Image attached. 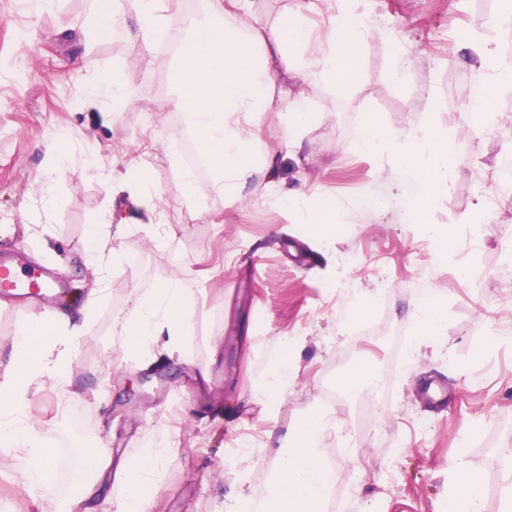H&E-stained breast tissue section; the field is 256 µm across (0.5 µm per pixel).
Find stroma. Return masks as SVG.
<instances>
[{
  "instance_id": "35a3bbf8",
  "label": "stroma",
  "mask_w": 512,
  "mask_h": 512,
  "mask_svg": "<svg viewBox=\"0 0 512 512\" xmlns=\"http://www.w3.org/2000/svg\"><path fill=\"white\" fill-rule=\"evenodd\" d=\"M500 7V0H354L353 10L373 30L362 50L361 78L296 85L321 121L311 152L280 153L273 174L278 183L306 181L340 206L335 248L327 251L292 213L264 204L262 179L248 187L245 201L214 197L208 214L196 210L167 149L171 135L190 134L184 113L166 106L174 92L178 29L143 41L106 27L89 39L80 33L85 0H58L35 16L24 0H0V250L23 249L54 269L69 292L50 307L73 313L91 288L83 252L95 216L115 209L130 216L131 230L101 245L136 261L113 266L74 346L68 383L33 398L31 411L44 429L70 439L81 453L108 442L133 471L145 464L147 448L166 446L161 480L147 488L156 512H216L238 480L224 464L231 448L245 437L258 440L260 453L244 463L257 469V484L266 483L281 436L320 406L326 384L342 383L336 431L351 429L366 389L344 380L364 361L381 375L393 367L392 336L409 328L403 314L422 305L425 280L448 315L442 350L412 358L393 380L389 401L375 402L356 447L337 456L336 479L348 498L342 512H447L448 461L460 453L489 477L482 512H500L502 494L512 486V465L505 463L512 449V187L499 186L495 165L512 142V118L472 132L467 88L483 73L462 63L458 45L461 36H485L482 20ZM19 23L28 31L22 42L14 35ZM20 55L28 62L22 83L13 78ZM403 55L412 74L401 88L390 76ZM116 67L127 77V103L90 98L89 83ZM431 94L440 100L432 121L448 139L452 177L447 201L430 220L452 229L450 247L474 270L470 281L458 280L409 223L406 202L415 186L398 189L401 175L391 161L356 148L371 119L413 129ZM59 133L69 136L73 152L53 185L61 204L47 210V142ZM91 159L104 169L118 163L124 172L148 160L156 197L141 206L113 194L110 182L87 173ZM363 193L386 200L385 213L373 219L355 206ZM480 193L489 205L479 217L473 206ZM163 216L162 238L147 236L143 224ZM349 255L355 263L341 265ZM177 279L195 292L192 358L128 359L112 343L114 317L127 312L137 294ZM356 297L367 301L364 318L375 325L364 338L344 331ZM285 334L304 339L293 387L273 404L249 399ZM481 336L489 343L480 350ZM206 363L207 381L199 375ZM429 381L447 388L446 409L421 396ZM93 476L80 467L66 490L34 502L18 471L2 467L0 512H60Z\"/></svg>"
}]
</instances>
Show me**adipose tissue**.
<instances>
[{
  "label": "adipose tissue",
  "instance_id": "adipose-tissue-1",
  "mask_svg": "<svg viewBox=\"0 0 512 512\" xmlns=\"http://www.w3.org/2000/svg\"><path fill=\"white\" fill-rule=\"evenodd\" d=\"M312 0H297L287 25L261 26L254 22L250 0H207L200 14H174L160 7L159 0H88L82 31L93 37L109 26L146 40L166 35L172 25L183 33L175 53L173 82L176 96L170 105L186 113L198 135L199 146L211 171L207 191L195 190L196 177L183 171L198 211L208 209L211 197H239L255 177L269 175L281 148L301 152L311 146V133L321 120L306 100L293 95L294 85L315 80L321 83L351 82L358 75L363 43L372 33L369 25L352 9L329 11L328 23L313 33L307 14ZM468 50L485 74L481 95L471 102L477 129H485L496 116L512 106V63L505 62L489 42L464 37ZM286 75L279 98L269 86ZM280 108L284 114V145L271 144L261 136L266 112ZM439 107L435 97L423 100L416 128L398 133L377 123L361 131L362 153L389 157L413 182L417 192L407 205L414 223L439 244H447L450 229L431 224L432 210L448 198L451 165L448 140L433 125L431 115ZM312 188L299 182L277 186L265 199L273 209L296 212L310 233L329 238L335 230V205H314ZM129 220L122 215L96 219L91 226L88 259L96 268L98 281H105L112 265L127 263V256L105 254L103 235H122ZM195 298L186 280L162 284L140 296L130 312L115 318L112 340L129 357L152 355L188 357V338L193 329ZM90 309L80 317L58 311L24 320L11 351L10 363L0 374V446L22 477L32 497L52 493L51 437L36 427L29 411L30 396L58 385L71 364L72 351L90 319ZM299 339L281 350L268 371L262 395L268 401L282 398L296 379ZM334 425L322 410L309 411L300 423L282 437L283 450L274 462V476L262 486L242 485L224 498L223 512H322L333 469L320 447ZM168 449H153L147 465L123 473L124 492L112 496L106 478L114 458L107 444L88 449L86 464L97 479L65 507V512H155V501L146 492L161 477ZM484 474L472 471L464 458L448 463V512H481Z\"/></svg>",
  "mask_w": 512,
  "mask_h": 512
}]
</instances>
